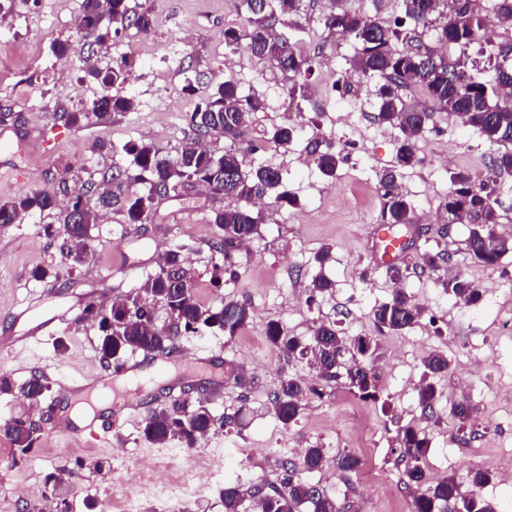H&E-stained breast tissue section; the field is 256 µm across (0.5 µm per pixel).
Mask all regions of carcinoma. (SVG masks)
I'll list each match as a JSON object with an SVG mask.
<instances>
[{"label":"carcinoma","mask_w":512,"mask_h":512,"mask_svg":"<svg viewBox=\"0 0 512 512\" xmlns=\"http://www.w3.org/2000/svg\"><path fill=\"white\" fill-rule=\"evenodd\" d=\"M245 7L249 27L242 33L235 27L224 29V46L237 51L241 40L255 57L274 65L293 79L290 96L305 97V85L316 69L318 54L304 51L297 43L274 31L280 18L299 26L302 0H240ZM404 16L391 25H383L365 14L338 7L322 16L324 31L353 39L356 54L352 62L354 73L383 79L378 91L375 119L400 132L395 164L383 171L379 183L383 191L382 223L394 224L402 231L413 223V209L397 182L399 170L421 162L416 143L431 132L433 112L409 107L402 92L416 88L441 111L459 117L463 124L477 130L490 150V168L498 174L512 173V109L499 107L512 89V45L498 47L493 66V79L483 78V71L468 50L477 35L496 18H512V0H402ZM422 25L434 32L437 49L413 48L406 23ZM153 27L149 11L137 12L128 0H82L76 35L87 48L85 63L91 77L109 89L124 84L136 61L122 56L112 65V80L100 76V69L91 65L93 57L108 52L126 30L134 28L146 34ZM260 100L245 94L239 86L226 80L200 96L185 122L187 131L176 155L166 158L146 142L126 145L133 156L136 173L116 169L106 181L96 184L85 181L71 192L68 205L59 212V223L66 235L65 257L73 266L85 262L88 250V225L97 223L102 213L117 208L131 224L143 223L154 212L157 201L177 193L189 185H200L215 196L243 202V205L218 211L214 224L218 236L210 248L222 256L224 273L234 275L243 244L260 236L259 216L251 209L256 199L278 190L284 173L277 167L262 163L249 164L247 157L265 150V145L249 138V114L260 108ZM135 108L132 96L109 92L94 100L90 107L68 111L55 107L59 118L69 124L104 122L114 114ZM298 126L288 118L278 126L272 140L279 145L290 143ZM224 139V149L213 148L207 140ZM343 161L340 154L326 150L313 155V163L328 178L336 175ZM448 196L440 203L447 221L455 223L462 214L469 224L466 250L470 257L485 267L495 268L512 249V239L498 233L500 214L498 195L502 192L497 181H486L467 170L448 172ZM142 185V190H129L130 183ZM96 197L95 204L83 208L84 222L73 219L70 208L81 206L85 197ZM58 207L55 198L37 192H23L0 203V224H18L29 214L51 211ZM188 245L181 243L167 254L159 272L149 277L135 292L114 298L110 310L103 311L87 304L76 321H92L100 331L98 354L101 363L118 373L124 359L137 352L172 354L182 333H196L202 328L235 337L250 323L249 307L227 302L220 307L202 305L185 293L192 288L190 272L185 267L183 252ZM451 254L445 250L428 251L422 257V267L437 271L451 264ZM444 292L464 306H473L481 294L467 276L456 273L442 282ZM169 317L170 325L163 329L156 323L157 311ZM422 309L414 296L398 287L390 297L372 310L376 329L401 334L420 320ZM269 343L288 356L308 359L318 379L336 382L363 401L380 399L381 384L377 372L378 345L375 337L360 334L342 335L333 324L321 323L311 336L300 338L288 334L277 321L266 329ZM424 377L416 386L418 403L433 414L439 398L437 385L430 377L448 369V359L440 351L423 360ZM23 396L37 402L49 392L43 375L32 373L21 387ZM194 389L183 391V397L160 411L149 414L142 429L144 437L162 444L179 440L191 447L197 439L211 432L216 425H228L233 418H216L206 401L193 396ZM318 394L295 378L282 380L269 397L268 412L288 426L297 421L309 394ZM451 413L464 429L470 423L473 407L467 401L451 406ZM9 439L24 454L34 446L37 427L24 419H14L5 425ZM399 461L404 464V483L413 491V512H493L480 490L492 480L489 470H478L470 479L471 489L461 491L453 479L426 483L425 465L430 448L426 435L413 426L398 429ZM324 449L310 445L304 454L282 462L280 488L264 492L259 485L251 490L238 482H227L222 492L224 512H340L336 501L304 474L319 468Z\"/></svg>","instance_id":"cac0c4a2"}]
</instances>
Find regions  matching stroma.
Returning a JSON list of instances; mask_svg holds the SVG:
<instances>
[{
	"instance_id": "stroma-1",
	"label": "stroma",
	"mask_w": 512,
	"mask_h": 512,
	"mask_svg": "<svg viewBox=\"0 0 512 512\" xmlns=\"http://www.w3.org/2000/svg\"><path fill=\"white\" fill-rule=\"evenodd\" d=\"M81 2L35 0L15 6L6 16L7 28L0 30V112L17 115V123L6 124L4 131L19 147L12 159L16 174L0 176V201L23 192L56 196L65 180L101 181L114 168L130 167L124 146L134 141L175 156L196 94L225 80L263 101V108L251 114L248 131L266 145L257 162L284 172L288 198L268 196L254 204L261 234L231 280L221 279L210 244L219 233L215 211L237 202L211 197L199 186L161 200L143 224L128 223L116 209L104 213L90 232L88 260L76 267L61 251V236L44 230L57 224V212L0 226V337L47 321L49 311L71 313L66 322L50 323L25 351L10 354L0 348V373L20 384L37 370L51 385L35 405L17 393L0 396V425L20 417L38 427L37 443L24 455L0 432V512H224L226 481L274 483L282 461L301 444L323 448L321 467L307 479L347 512H412V494L393 453L397 430L405 425L428 437L429 463L461 486H468L474 470L497 471L504 453L512 451V418L499 410L505 394L512 392V334L501 329L503 316L512 310V253L496 268L483 267L465 250L467 225H453L445 235L440 224L427 218L448 193L449 169L476 174L486 169L488 148L479 133L454 115L434 113L432 136L450 150V162L431 159L403 169L399 178L420 232L399 260L407 270L402 286L448 328L436 334L417 325L398 336L381 334L372 309L390 296L394 283L385 266L373 263L365 227L381 221L378 175L394 163L399 132L369 119L381 81L351 77L353 40L324 33L319 18L330 9V0H304L298 30L276 27L333 61L331 69L310 77L308 99L301 103L291 100L286 75L246 50L225 48V28H247L240 0H129L133 10L151 11L153 28L145 35L127 32L98 65L110 66L123 55L136 57L135 72L123 88L134 96L136 107L103 124L73 126L55 117V107L72 110L104 92L82 62L76 36ZM57 40L71 42L67 58L52 52ZM331 76L351 77L348 93L329 89ZM189 82L196 94L185 92ZM287 112L296 114L298 132L281 147L271 137ZM354 136L359 144L335 177L302 164L312 149L337 152L343 140ZM177 243L192 246L185 261L195 297L210 307L248 304L252 319L232 339L218 331L182 337L176 383L198 385L216 416L245 409L244 425L218 428L191 447L177 440L147 441L141 434L145 418L169 404L171 384L162 379L148 384L140 407L121 419L103 410L95 436L70 438L59 426L70 404L62 386L102 368L97 324L75 322V315L88 303H107L140 288L159 271L161 254ZM325 247L332 257L322 267L315 257ZM438 249L450 251L453 269L486 289L477 305L457 304L444 293L438 274L421 271L422 255ZM48 266L57 277L34 278V269ZM321 270L334 280V291L309 298V281ZM38 298L43 301L39 307L34 304ZM26 307L32 310L29 323L15 321V312ZM272 320L296 336L310 335L322 323L338 324L350 337L377 336L378 367L395 370L381 380V401L358 399L340 406L339 386H322V396H310L295 423H280L266 405L282 379L320 384L306 360L271 347L265 327ZM60 340L66 351L57 350ZM436 350L447 356L448 370L435 379L442 394L430 414L419 406L416 386L424 357ZM200 358L206 370L197 369ZM463 399L476 408L468 432L450 413L451 404ZM345 455L360 459L356 471L339 469Z\"/></svg>"
}]
</instances>
